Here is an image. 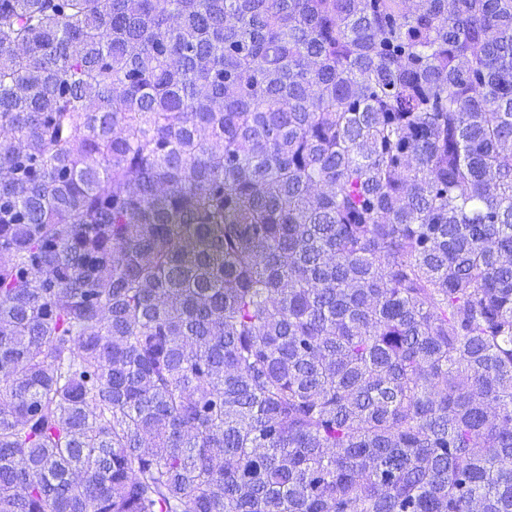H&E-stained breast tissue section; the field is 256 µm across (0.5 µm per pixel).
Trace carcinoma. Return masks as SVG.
<instances>
[{
	"mask_svg": "<svg viewBox=\"0 0 512 512\" xmlns=\"http://www.w3.org/2000/svg\"><path fill=\"white\" fill-rule=\"evenodd\" d=\"M0 0V512H512V0Z\"/></svg>",
	"mask_w": 512,
	"mask_h": 512,
	"instance_id": "1",
	"label": "carcinoma"
}]
</instances>
